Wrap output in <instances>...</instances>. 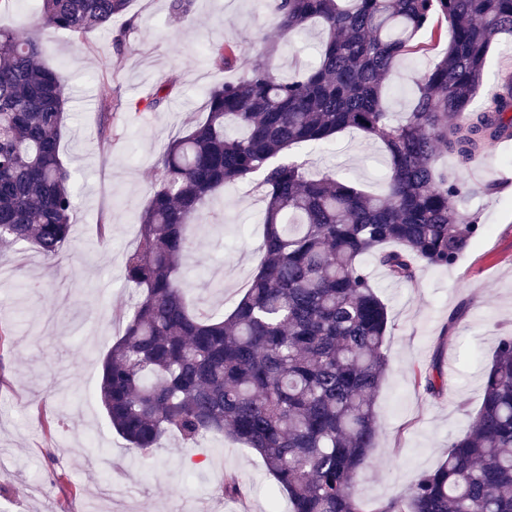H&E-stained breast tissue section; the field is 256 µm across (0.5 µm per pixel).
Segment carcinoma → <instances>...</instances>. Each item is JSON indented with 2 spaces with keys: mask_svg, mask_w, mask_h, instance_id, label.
I'll return each mask as SVG.
<instances>
[{
  "mask_svg": "<svg viewBox=\"0 0 512 512\" xmlns=\"http://www.w3.org/2000/svg\"><path fill=\"white\" fill-rule=\"evenodd\" d=\"M278 28L311 22L319 59L288 77L254 63L212 88L206 117L172 138L138 221L125 278L137 290L103 361L110 426L147 453L166 435L195 445L230 436L255 451L288 512H365L357 481L379 435L374 397L389 367L388 307L366 264L398 284L420 264L446 268L481 234L464 182L435 165L512 140V72L492 105L472 112L495 37L512 36V0H271ZM129 0H41L35 27L80 35L105 27ZM442 56L414 82L409 112L384 106L397 65L427 46ZM235 42L210 58L236 66ZM63 79L39 39L0 28V246L29 242L48 259L71 237L74 177L60 157ZM349 130L381 141L386 189L367 193L329 173L311 177L291 153ZM258 179L262 257L227 315L191 307L182 266L198 247L188 228L224 188ZM432 397L440 369L414 370ZM374 512H512V336L482 376L469 430L448 439L438 467Z\"/></svg>",
  "mask_w": 512,
  "mask_h": 512,
  "instance_id": "cac0c4a2",
  "label": "carcinoma"
}]
</instances>
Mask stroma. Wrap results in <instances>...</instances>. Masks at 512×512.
<instances>
[{
  "instance_id": "obj_1",
  "label": "stroma",
  "mask_w": 512,
  "mask_h": 512,
  "mask_svg": "<svg viewBox=\"0 0 512 512\" xmlns=\"http://www.w3.org/2000/svg\"><path fill=\"white\" fill-rule=\"evenodd\" d=\"M323 31L311 25L299 39L277 27L268 0H191L176 17L170 0H130L105 31L76 39L59 31L39 36L45 61L66 78L69 100L60 154L78 178L73 233L47 260L34 245L0 250V512H180L191 502L205 512H272L276 498L261 457L232 438L183 447L163 438L144 463L110 429L98 399L102 362L122 333L118 309L132 288L124 259L137 241L138 216L156 180L169 140L205 116L210 88L235 80L208 58L214 41H234L256 63L263 41L277 44L271 63L313 62ZM442 47L402 61L385 96L389 111H408L413 80L441 57ZM512 65V37L497 36L484 86L471 108L481 111L500 70ZM165 103L147 109L157 87ZM112 90V135L98 134L103 88ZM310 174L348 172L354 184L381 193L383 144L341 132L333 146L304 148ZM436 165L472 190L468 210L484 232L445 269L421 266L414 284L394 283L377 265L368 270L388 306L389 369L375 401L381 426L359 492L366 512L400 494L415 475L435 469L450 437L463 434L482 398L480 372L500 337L512 335V146L489 148L463 162L441 151ZM500 188L484 193L486 184ZM263 202L254 186L225 190L195 228L199 249L184 263L192 303L231 312L261 261ZM108 235H101V228ZM439 363L445 380L433 398L414 382V368ZM74 394L58 409L54 391ZM237 474L239 500L220 489Z\"/></svg>"
}]
</instances>
